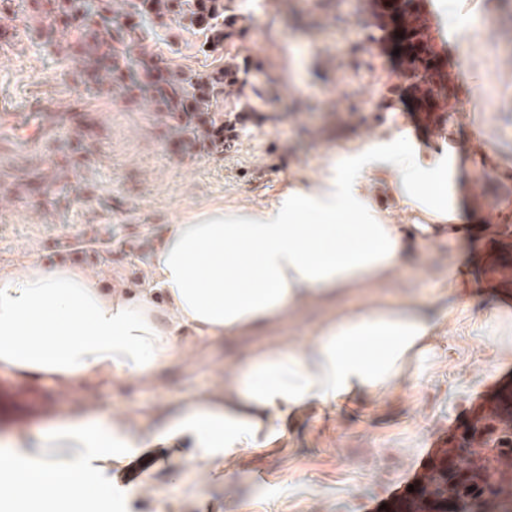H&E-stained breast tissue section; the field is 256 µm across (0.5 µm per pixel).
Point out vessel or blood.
I'll return each mask as SVG.
<instances>
[{"label": "vessel or blood", "mask_w": 512, "mask_h": 512, "mask_svg": "<svg viewBox=\"0 0 512 512\" xmlns=\"http://www.w3.org/2000/svg\"><path fill=\"white\" fill-rule=\"evenodd\" d=\"M448 450L446 441L418 451L408 467L380 479L367 501L353 512H447Z\"/></svg>", "instance_id": "b4317fda"}]
</instances>
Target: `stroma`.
I'll return each instance as SVG.
<instances>
[{"label": "stroma", "instance_id": "1", "mask_svg": "<svg viewBox=\"0 0 512 512\" xmlns=\"http://www.w3.org/2000/svg\"><path fill=\"white\" fill-rule=\"evenodd\" d=\"M436 3H420L430 36L472 106L466 120L437 113L442 138L408 119L407 84L387 55L375 0H236L226 48L247 70L257 118L228 153L188 152L150 107L98 100L38 44L27 17L0 38V269L29 259L77 265L103 287L133 293L148 284L147 259L167 226L205 208L276 203L289 186L316 184L336 150L387 143L402 128L425 151L453 148L465 232L424 246L370 292L302 306L266 336L199 347L182 332L193 357L174 359L146 384L34 380L52 407L24 431L84 411H120L148 427L211 391L267 336L306 342L329 309L421 298L451 307L435 353L386 396L286 422L280 445L243 453L219 476L158 448L142 453L161 496L126 501L123 512H351L378 476L455 433L485 394L512 383V285L493 277L477 287L468 273L484 249L512 256V237L482 232L512 199V0H457L473 30L463 47L448 39ZM395 88L393 109L377 110ZM452 262L462 268L453 287L441 276Z\"/></svg>", "mask_w": 512, "mask_h": 512}]
</instances>
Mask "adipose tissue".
<instances>
[{
    "label": "adipose tissue",
    "instance_id": "1",
    "mask_svg": "<svg viewBox=\"0 0 512 512\" xmlns=\"http://www.w3.org/2000/svg\"><path fill=\"white\" fill-rule=\"evenodd\" d=\"M415 224H392L363 193L381 169ZM455 170L447 154L422 158L404 132L390 146L365 143L337 153L327 176L291 188L257 212L214 206L169 225L149 259L151 285L125 296L78 267L35 261L0 270V374L73 384L97 375L147 382L189 346L268 329L302 305L372 288L432 235L457 221ZM164 296V308L154 305ZM447 310L429 301L367 304L329 315L298 345L273 338L240 361L218 391L199 394L155 427L132 433L122 414L72 417L0 444L12 462L0 475V507L47 512L93 503L112 512L154 497L118 473L150 448L220 468L248 449L271 448L285 421L310 408L334 411L388 393L429 352Z\"/></svg>",
    "mask_w": 512,
    "mask_h": 512
}]
</instances>
